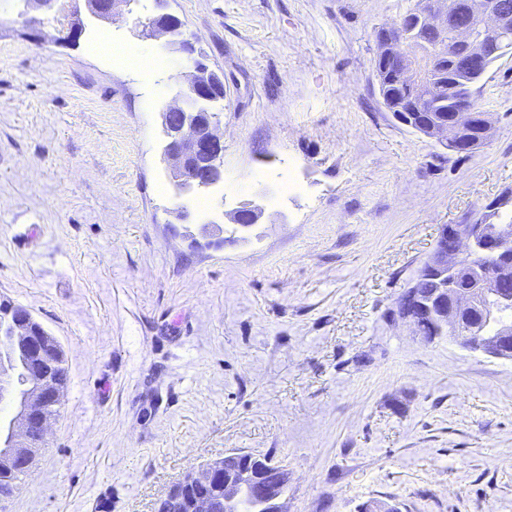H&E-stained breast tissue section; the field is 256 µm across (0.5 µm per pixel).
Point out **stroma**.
I'll list each match as a JSON object with an SVG mask.
<instances>
[{"instance_id": "stroma-1", "label": "stroma", "mask_w": 512, "mask_h": 512, "mask_svg": "<svg viewBox=\"0 0 512 512\" xmlns=\"http://www.w3.org/2000/svg\"><path fill=\"white\" fill-rule=\"evenodd\" d=\"M414 0H171L224 80L211 210L178 223L159 114L177 53L84 0H0V296L61 345L48 442L0 512H153L225 453L290 475L286 512H512V360L426 342L397 305L441 228L512 191V55L457 154L394 119L375 29ZM161 60L142 79L96 46ZM262 216V211L255 205H241L232 212H224V219L227 217L230 224L238 227L241 231H247L251 226L257 224Z\"/></svg>"}]
</instances>
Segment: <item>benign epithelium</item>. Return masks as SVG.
<instances>
[{
	"label": "benign epithelium",
	"mask_w": 512,
	"mask_h": 512,
	"mask_svg": "<svg viewBox=\"0 0 512 512\" xmlns=\"http://www.w3.org/2000/svg\"><path fill=\"white\" fill-rule=\"evenodd\" d=\"M129 0H95L87 6L92 21L110 23L118 5ZM469 14L480 20L474 27L459 18L449 0H432L419 12V21L439 39L449 35L463 50L464 64L472 70L482 68L485 56L512 47V5L505 0H467ZM166 0H156L162 13L150 17L143 27L165 39L191 62L186 86L160 112L166 137L163 149L175 196L184 201L204 194L223 179L224 143L217 133V115L212 112L223 78L201 63L200 54L187 37L184 22L164 11ZM396 26L389 23L375 30L376 57L393 67L399 85L422 90L423 73L414 56L402 50L394 38ZM393 117L415 132L447 149L469 154L489 144L494 125L488 113L476 116L454 112L446 120L429 121L422 112L397 108ZM229 223L242 231L258 223L262 211L255 205H241L224 213ZM492 241L503 248L512 242L511 224H446L442 227L427 265L417 279L426 281L433 291L423 294L411 287L400 302L399 316L415 329L416 335L432 340L427 330L460 339L464 330L477 337L476 350L500 359L512 360V324L500 320L512 308V260L490 272L471 266L473 255ZM8 326L14 343L28 348L32 359L25 382L13 395L15 414L8 426L0 428V460L18 463L28 469L43 447V433L58 405L62 386L56 372L60 359L47 353L55 339L31 314L9 301H0V326ZM221 479L224 512H238L241 501L249 497L260 509L283 512L280 488L290 476L283 466L247 452H230L224 458L201 467L172 486L157 500L155 512L183 503L187 512H214L207 496L184 498L185 490L208 486Z\"/></svg>",
	"instance_id": "benign-epithelium-1"
}]
</instances>
